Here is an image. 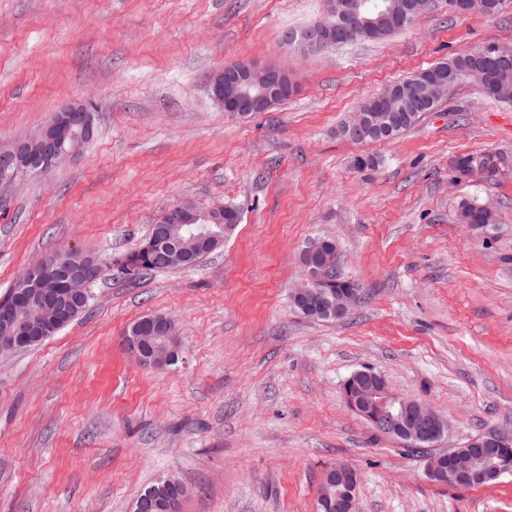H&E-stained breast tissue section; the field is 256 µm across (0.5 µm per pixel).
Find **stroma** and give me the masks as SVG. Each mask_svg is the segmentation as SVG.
<instances>
[{
  "label": "stroma",
  "instance_id": "1",
  "mask_svg": "<svg viewBox=\"0 0 512 512\" xmlns=\"http://www.w3.org/2000/svg\"><path fill=\"white\" fill-rule=\"evenodd\" d=\"M326 0H0V141L64 104L92 103L80 156L0 182V295L45 255L74 249L100 277L87 311L33 348L0 354V512H131L173 475L181 512H315L326 468L360 475L358 512H512V476L438 485L425 459L351 412L343 385L384 373L449 424L439 449L512 431V105L460 82L395 139L337 133L361 102L411 73L512 46V0L492 17L424 16L383 42L320 53L284 41ZM242 59L288 64L298 86L233 117L208 83ZM490 152L492 175L456 156ZM378 160L356 169V156ZM497 221H455L461 200ZM189 200L234 206L223 248L187 269L127 279L116 261ZM334 237L362 300L345 318L291 305L301 250ZM171 317L180 360L142 367L122 344ZM168 478V477H167ZM167 478H163L151 487L147 488L140 496H167L172 498L176 503V510L170 512H180L182 503L188 494L183 490L181 485L174 486Z\"/></svg>",
  "mask_w": 512,
  "mask_h": 512
}]
</instances>
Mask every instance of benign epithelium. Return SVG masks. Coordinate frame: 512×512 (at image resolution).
I'll use <instances>...</instances> for the list:
<instances>
[{"label": "benign epithelium", "instance_id": "7a95c632", "mask_svg": "<svg viewBox=\"0 0 512 512\" xmlns=\"http://www.w3.org/2000/svg\"><path fill=\"white\" fill-rule=\"evenodd\" d=\"M497 4L490 0H448V12L456 15L483 13L492 15ZM381 5L374 0H330V14L346 20V28L338 33L336 25L320 19L311 23L306 39L298 44L303 51H322L358 33H376L384 18ZM427 9V0H403L387 8L399 18L418 20ZM453 73L439 72L418 81L414 90L418 96L435 103L448 95ZM210 95L225 112L244 117L252 112H268L278 105L282 94L297 91L288 68L276 64H263L254 60H241L216 73L210 80ZM95 112L91 104L71 102L55 112L49 123L41 129L38 145L31 146L33 136L0 142V178L14 180L21 173H44L52 166L80 154L79 145L95 132ZM187 213L183 202H177L156 218V228L149 241L142 246L150 250L166 265H177L191 253L209 244L203 236L174 239L168 225L183 224ZM44 264L32 266L24 275L26 287L8 298L0 300V325L7 335L0 336V353L25 350L35 342L29 329L30 317L40 322L43 331H55L66 325L76 312L84 309L88 301V280L79 275L61 280L45 277ZM340 263L328 261L322 271H308L305 279L294 285L292 296L300 301L305 316L343 318L349 314L359 294L346 293L336 308L330 309L309 301L315 295V283L322 277L339 273ZM173 321L168 317H149L145 326L150 334L123 337L127 351L140 365L162 369L181 351L180 340L171 335ZM364 387L346 395L349 408L380 433L415 447L431 448L449 432L447 421L423 402L409 400L394 393L385 375L375 369L353 373ZM507 435L489 431L470 438L460 448L427 455L425 473L438 484L468 487L486 480H499L512 474V463L503 460L496 464L498 449L508 446ZM329 483L343 487L331 500L326 492L318 498V508H334L336 512H356L359 477L347 463L336 462L327 469Z\"/></svg>", "mask_w": 512, "mask_h": 512}]
</instances>
